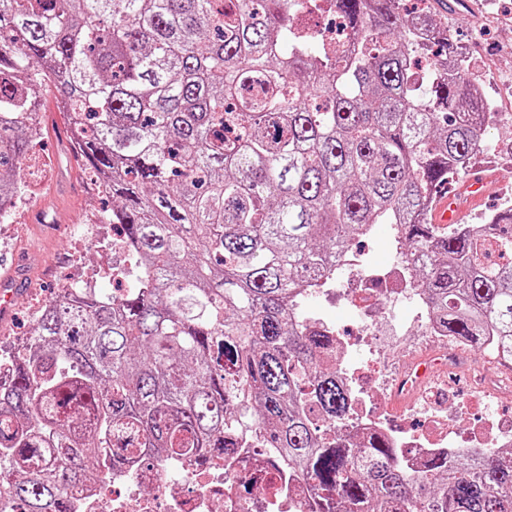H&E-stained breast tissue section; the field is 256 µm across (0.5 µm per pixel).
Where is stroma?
<instances>
[{
  "instance_id": "stroma-1",
  "label": "stroma",
  "mask_w": 512,
  "mask_h": 512,
  "mask_svg": "<svg viewBox=\"0 0 512 512\" xmlns=\"http://www.w3.org/2000/svg\"><path fill=\"white\" fill-rule=\"evenodd\" d=\"M437 0L435 21L459 44L496 111H507L512 91V0ZM42 138L22 178L34 195H23L12 223L0 224V280L21 286L12 310L0 322V346L12 345L28 330L38 307L70 283L96 279L112 289L101 271L117 255L112 227L101 223L94 185L73 157L67 116L53 98L36 115Z\"/></svg>"
}]
</instances>
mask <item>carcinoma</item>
Here are the masks:
<instances>
[{
    "instance_id": "1",
    "label": "carcinoma",
    "mask_w": 512,
    "mask_h": 512,
    "mask_svg": "<svg viewBox=\"0 0 512 512\" xmlns=\"http://www.w3.org/2000/svg\"><path fill=\"white\" fill-rule=\"evenodd\" d=\"M328 4L334 41L308 23ZM448 43L401 0H0V219L52 87L144 269L62 289L9 357L0 512H67L106 470L235 448L251 423L310 512H512L511 450L413 470L382 435L337 434L353 395L301 309L337 252L394 224L435 322L512 361V205L426 220L499 118Z\"/></svg>"
}]
</instances>
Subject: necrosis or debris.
<instances>
[{
	"label": "necrosis or debris",
	"instance_id": "necrosis-or-debris-1",
	"mask_svg": "<svg viewBox=\"0 0 512 512\" xmlns=\"http://www.w3.org/2000/svg\"><path fill=\"white\" fill-rule=\"evenodd\" d=\"M336 265L347 283L340 299L358 311L350 333L336 339L339 377L354 394V427L366 435H385L413 466L438 454L466 450L481 458L511 447L512 417L482 414L478 408L490 395L512 400V378L472 372L471 395L465 400L442 376L415 385L417 363L432 361L444 370L462 349L429 320L422 323L413 361L404 368L392 369L391 356L374 348L377 320L398 334L407 327L396 312L399 295L406 291L411 299L421 297L411 285L408 266L394 262L371 269L357 248L341 254ZM410 382L415 385L410 400L397 404L394 393L404 392ZM452 407L470 416L467 431L450 423ZM70 498L73 512H307L310 495L280 449L244 439L224 460L149 456L113 472L95 489L71 491Z\"/></svg>",
	"mask_w": 512,
	"mask_h": 512
}]
</instances>
